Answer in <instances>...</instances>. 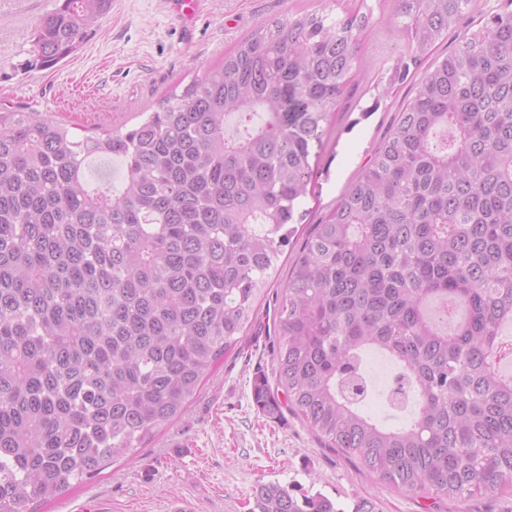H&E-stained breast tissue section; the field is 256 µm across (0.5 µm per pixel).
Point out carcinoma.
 I'll list each match as a JSON object with an SVG mask.
<instances>
[{
  "instance_id": "cac0c4a2",
  "label": "carcinoma",
  "mask_w": 512,
  "mask_h": 512,
  "mask_svg": "<svg viewBox=\"0 0 512 512\" xmlns=\"http://www.w3.org/2000/svg\"><path fill=\"white\" fill-rule=\"evenodd\" d=\"M472 0H395L421 65ZM112 0H62L36 62L74 54ZM318 0L262 21L129 127L78 134L0 108V512H36L129 459L181 417L252 327L314 175L325 124L357 85L372 12ZM125 169L92 188L95 158ZM278 387L390 487L448 498L512 486V11L431 65L349 189L299 247L281 290ZM399 368L386 425L363 411V355ZM249 512H343L258 484Z\"/></svg>"
}]
</instances>
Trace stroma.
Listing matches in <instances>:
<instances>
[{"label": "stroma", "mask_w": 512, "mask_h": 512, "mask_svg": "<svg viewBox=\"0 0 512 512\" xmlns=\"http://www.w3.org/2000/svg\"><path fill=\"white\" fill-rule=\"evenodd\" d=\"M59 4L0 0V106L90 130L132 125L177 82L218 62L258 22L311 8L312 0H202L191 44L166 0H112L109 15L88 28L77 53L49 69L32 66L34 30ZM368 87L360 81L359 107L330 119L296 239L335 205L414 92L408 82L376 100ZM277 307L275 293H268L258 323L203 379L182 418L131 459L115 462L37 512H78L93 503L101 512H167L175 497L191 500L195 512H246L255 486L268 481L323 493L345 512L363 502L372 512H512V490L462 500L396 491L325 447L294 412L276 419L258 412L251 397L255 376L276 382Z\"/></svg>", "instance_id": "obj_1"}]
</instances>
